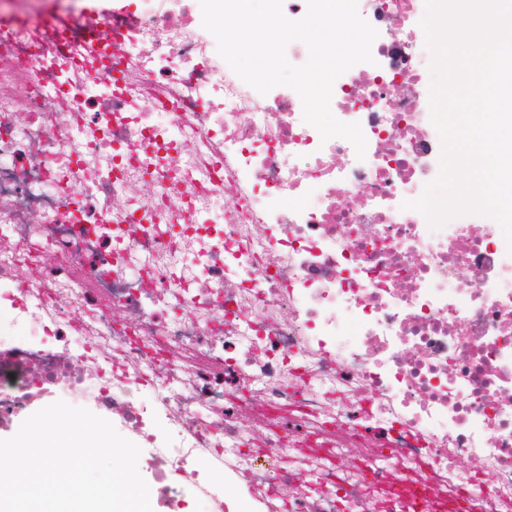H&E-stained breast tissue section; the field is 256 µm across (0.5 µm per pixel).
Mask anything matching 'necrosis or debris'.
Returning a JSON list of instances; mask_svg holds the SVG:
<instances>
[{"instance_id":"necrosis-or-debris-1","label":"necrosis or debris","mask_w":512,"mask_h":512,"mask_svg":"<svg viewBox=\"0 0 512 512\" xmlns=\"http://www.w3.org/2000/svg\"><path fill=\"white\" fill-rule=\"evenodd\" d=\"M24 2L0 0V429L94 404L157 512H512V246L402 207L440 171L422 0H358L374 61L330 108L361 157L243 82L196 0ZM58 400H63L65 401L66 403L74 406V407H82V408H86L88 410H90L92 413L100 416V417H103L107 420H109L113 425L114 427L116 428V430L122 435L124 436L125 438L129 439L130 441L134 442L136 445L139 446V448H141V442L136 438L134 437L133 435H130L128 432L124 431L122 428H120L118 425H116L115 423L112 422V419L105 415L101 410H99L98 408H96L95 406L91 405V404H84L82 406H79V405H76L74 404L70 399H68L67 397H64V396H58V397H55L53 400L47 402V403H41V402H38V403H35L33 404L27 411H25L23 414H21L16 420L15 422L8 428H4V430L1 431L0 429V439H6V438H9V437H12L16 432L17 430L19 429L21 423L27 418L29 417L30 415H32L33 413L37 412L38 410L58 401Z\"/></svg>"}]
</instances>
